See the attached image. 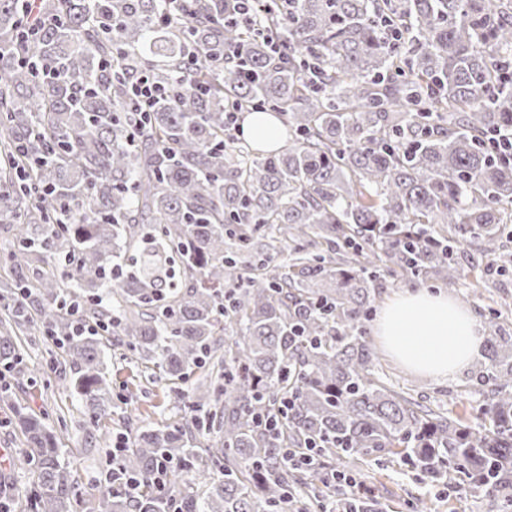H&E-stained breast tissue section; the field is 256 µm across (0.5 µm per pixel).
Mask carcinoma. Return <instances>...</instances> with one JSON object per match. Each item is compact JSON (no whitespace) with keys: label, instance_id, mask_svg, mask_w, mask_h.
Segmentation results:
<instances>
[{"label":"carcinoma","instance_id":"carcinoma-1","mask_svg":"<svg viewBox=\"0 0 512 512\" xmlns=\"http://www.w3.org/2000/svg\"><path fill=\"white\" fill-rule=\"evenodd\" d=\"M281 10L266 0L249 23L224 0H41L34 25L0 0V366L35 379L18 337L62 340L97 428L107 342L174 385L191 421L131 435L119 466L140 485L117 492L107 471L96 512H309L365 460L502 499L512 324L482 314L487 356L456 393L479 398L472 424L387 384L367 322L387 284L512 271V163L485 146L512 129V0ZM226 45L238 55L215 59ZM139 74L165 93L137 124ZM232 102L282 118L288 141L253 154L224 129ZM205 367L204 390L177 387ZM14 417L29 512H77L45 417ZM193 429L219 436L206 462ZM330 492L340 512H377Z\"/></svg>","mask_w":512,"mask_h":512}]
</instances>
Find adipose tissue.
I'll list each match as a JSON object with an SVG mask.
<instances>
[{
	"mask_svg": "<svg viewBox=\"0 0 512 512\" xmlns=\"http://www.w3.org/2000/svg\"><path fill=\"white\" fill-rule=\"evenodd\" d=\"M382 345L404 367L429 377L455 375L482 350L484 338L470 309L424 291L397 296L376 327Z\"/></svg>",
	"mask_w": 512,
	"mask_h": 512,
	"instance_id": "1",
	"label": "adipose tissue"
}]
</instances>
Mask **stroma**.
I'll return each mask as SVG.
<instances>
[{"mask_svg": "<svg viewBox=\"0 0 512 512\" xmlns=\"http://www.w3.org/2000/svg\"><path fill=\"white\" fill-rule=\"evenodd\" d=\"M22 345L24 368L43 372L45 380L37 385H21L14 374L5 372L0 374V393L7 394L9 400L20 403L27 411L38 414L50 410L49 428L65 448L66 459L79 479L78 512H90L103 490L101 472L110 450L102 444L93 448L87 445L90 426L80 409L79 398L71 388L58 382L60 372L67 366L62 344L36 331L23 337ZM379 356L390 384L434 406L448 405L451 391L461 388L465 381L461 372L447 380L433 379L408 371L387 351H380ZM108 371L113 395L132 396L139 426L157 428L174 420H189L187 409L175 402L167 384L146 380L140 364L118 360L109 365ZM11 417L0 402V449L6 452L5 462L0 465V481L23 489L29 485L31 476L13 464L22 435ZM356 479L375 487L379 512H498L495 501L481 493L460 494L450 489L439 496L427 491L415 472L391 464L366 462L357 468Z\"/></svg>", "mask_w": 512, "mask_h": 512, "instance_id": "35a3bbf8", "label": "stroma"}]
</instances>
